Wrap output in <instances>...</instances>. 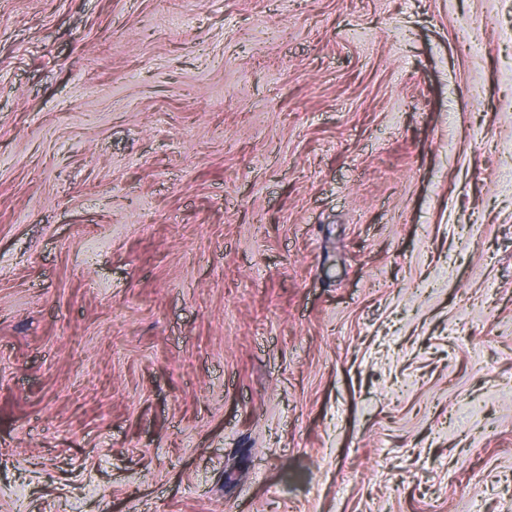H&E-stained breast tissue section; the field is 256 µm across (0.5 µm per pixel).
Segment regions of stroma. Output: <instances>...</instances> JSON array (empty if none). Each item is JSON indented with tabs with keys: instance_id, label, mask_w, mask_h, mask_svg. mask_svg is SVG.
I'll return each mask as SVG.
<instances>
[{
	"instance_id": "1",
	"label": "stroma",
	"mask_w": 512,
	"mask_h": 512,
	"mask_svg": "<svg viewBox=\"0 0 512 512\" xmlns=\"http://www.w3.org/2000/svg\"><path fill=\"white\" fill-rule=\"evenodd\" d=\"M0 512H512V0H0Z\"/></svg>"
}]
</instances>
